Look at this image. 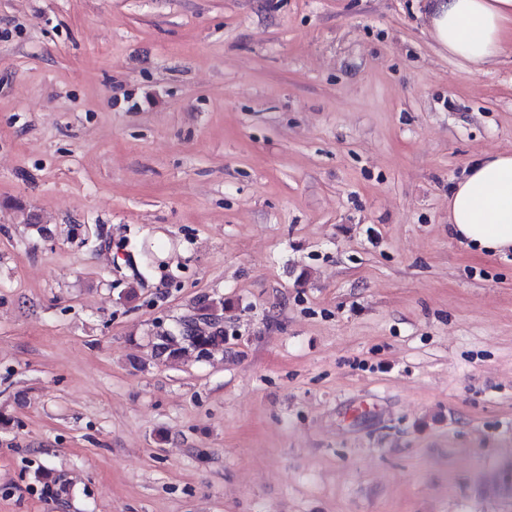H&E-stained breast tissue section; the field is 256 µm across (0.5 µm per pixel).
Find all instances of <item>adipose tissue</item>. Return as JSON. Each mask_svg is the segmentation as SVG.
I'll use <instances>...</instances> for the list:
<instances>
[{"label":"adipose tissue","instance_id":"obj_1","mask_svg":"<svg viewBox=\"0 0 512 512\" xmlns=\"http://www.w3.org/2000/svg\"><path fill=\"white\" fill-rule=\"evenodd\" d=\"M429 33L449 56L476 67L512 40V0H428ZM448 225L460 243L512 253V153L470 162L448 196Z\"/></svg>","mask_w":512,"mask_h":512}]
</instances>
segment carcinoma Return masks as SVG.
Returning <instances> with one entry per match:
<instances>
[{
  "mask_svg": "<svg viewBox=\"0 0 512 512\" xmlns=\"http://www.w3.org/2000/svg\"><path fill=\"white\" fill-rule=\"evenodd\" d=\"M222 314L224 300L203 299L197 312L181 318L174 328L157 335L159 354L168 361H177L191 351L199 360L208 359L226 340Z\"/></svg>",
  "mask_w": 512,
  "mask_h": 512,
  "instance_id": "obj_1",
  "label": "carcinoma"
}]
</instances>
